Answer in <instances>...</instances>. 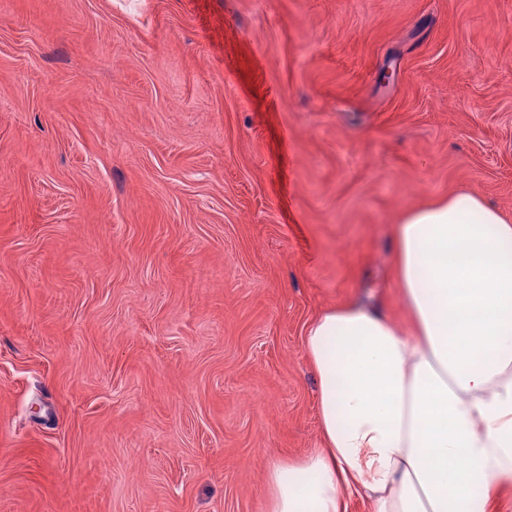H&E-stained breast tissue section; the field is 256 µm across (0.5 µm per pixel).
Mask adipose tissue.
<instances>
[{"label":"adipose tissue","mask_w":512,"mask_h":512,"mask_svg":"<svg viewBox=\"0 0 512 512\" xmlns=\"http://www.w3.org/2000/svg\"><path fill=\"white\" fill-rule=\"evenodd\" d=\"M402 330L358 304L305 333L321 448L267 465L268 512H486L512 488V223L460 192L401 212Z\"/></svg>","instance_id":"1"}]
</instances>
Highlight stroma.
Instances as JSON below:
<instances>
[{"label": "stroma", "instance_id": "obj_1", "mask_svg": "<svg viewBox=\"0 0 512 512\" xmlns=\"http://www.w3.org/2000/svg\"><path fill=\"white\" fill-rule=\"evenodd\" d=\"M461 190L512 220V0H0V512H267L307 325L408 328Z\"/></svg>", "mask_w": 512, "mask_h": 512}]
</instances>
